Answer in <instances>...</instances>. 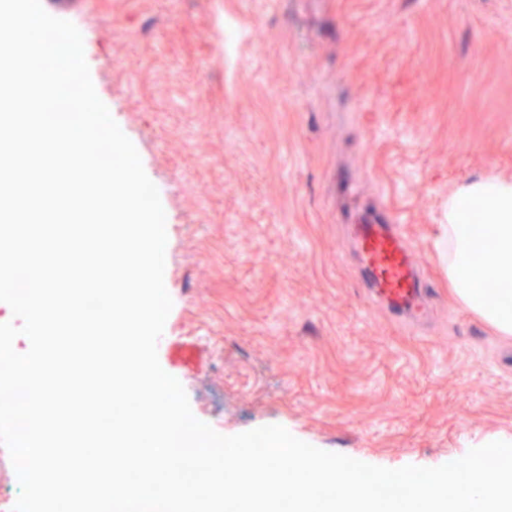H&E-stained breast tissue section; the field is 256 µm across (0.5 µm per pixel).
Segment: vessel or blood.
Listing matches in <instances>:
<instances>
[{
  "instance_id": "1",
  "label": "vessel or blood",
  "mask_w": 512,
  "mask_h": 512,
  "mask_svg": "<svg viewBox=\"0 0 512 512\" xmlns=\"http://www.w3.org/2000/svg\"><path fill=\"white\" fill-rule=\"evenodd\" d=\"M361 278L372 297L396 319L422 321L432 283L415 262L402 225L378 215L350 227Z\"/></svg>"
}]
</instances>
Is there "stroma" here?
<instances>
[{"instance_id":"35a3bbf8","label":"stroma","mask_w":512,"mask_h":512,"mask_svg":"<svg viewBox=\"0 0 512 512\" xmlns=\"http://www.w3.org/2000/svg\"><path fill=\"white\" fill-rule=\"evenodd\" d=\"M166 215L158 350L194 416L435 467L512 442V337L462 308L434 245L448 196L512 178V0H42ZM244 31L224 51V21ZM404 225L435 284L400 324L345 226Z\"/></svg>"}]
</instances>
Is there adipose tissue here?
I'll return each mask as SVG.
<instances>
[{"label":"adipose tissue","instance_id":"ef3b65f1","mask_svg":"<svg viewBox=\"0 0 512 512\" xmlns=\"http://www.w3.org/2000/svg\"><path fill=\"white\" fill-rule=\"evenodd\" d=\"M491 243V259L474 278L470 215ZM448 289L456 301L502 336L512 335V180L488 177L448 198Z\"/></svg>","mask_w":512,"mask_h":512}]
</instances>
